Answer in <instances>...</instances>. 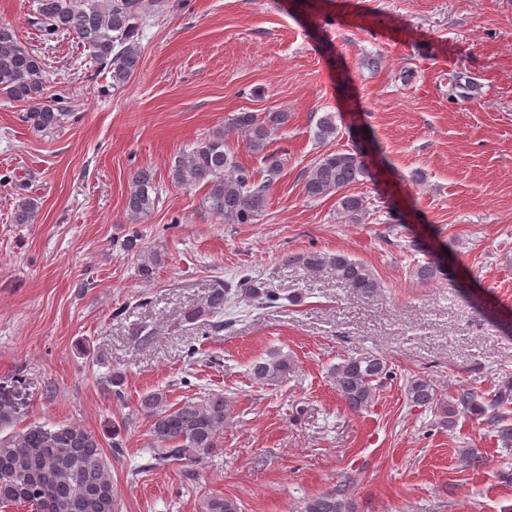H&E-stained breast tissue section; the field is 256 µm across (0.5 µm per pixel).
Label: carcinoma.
<instances>
[{"label":"carcinoma","mask_w":512,"mask_h":512,"mask_svg":"<svg viewBox=\"0 0 512 512\" xmlns=\"http://www.w3.org/2000/svg\"><path fill=\"white\" fill-rule=\"evenodd\" d=\"M144 0H36L29 23L49 42L62 34L73 36L87 50L97 70L109 75L112 87L119 88L138 71L141 51L137 42ZM46 63L33 48L25 46L8 24L0 23V95L26 107L25 120L39 133H50L65 123L70 113L59 104L46 100ZM288 122L285 112H266L259 117L240 112L231 118L232 126L248 137L252 152L262 155V181L237 164L234 152L224 136H214L178 155L169 178L176 186L205 188L206 207L226 224H253L268 207L270 185L282 172V159L266 151L270 136ZM336 115L327 113L317 123L316 136L326 141L336 135ZM369 175L366 153L359 150L331 151L319 157L308 170L305 192L320 200L336 196L340 217L361 224L369 215L365 197L350 188ZM125 214L137 222L147 217L159 200V183L154 170L141 166L129 173ZM39 204L25 198L17 204L15 223L35 221ZM309 271L328 270L347 292L364 298L374 297L382 283L364 263L344 252L335 254L311 251L288 258ZM421 281L444 274L437 262L415 266ZM258 308L278 304L281 297L261 287L258 278L241 277L236 283L224 282L212 291L203 310H191L185 320L196 322L213 318L209 329L219 332L225 323L219 320L224 307L239 297ZM288 355L273 350L250 366V377L260 388L275 386L292 371ZM391 377L387 362L372 353H354L330 369L337 395L353 412H361L373 403L381 383ZM410 406L435 409L443 399L434 381L412 376L405 385ZM462 409L474 416H486L497 423L498 437L512 443V419L505 407L512 403V383L498 388L490 399H478L464 391L458 396ZM137 412L149 422L154 465L171 462L197 463L220 447L224 421L229 409L224 394L207 392L188 398L175 406L167 404L166 394H144ZM17 407L0 393V508L25 507L30 512H116L117 492L112 482V457L123 452V441L112 434L110 451L96 432L76 422H32L14 430ZM200 512H241L232 498L211 495L200 502ZM296 512H354L352 503L334 491L303 499Z\"/></svg>","instance_id":"1"}]
</instances>
